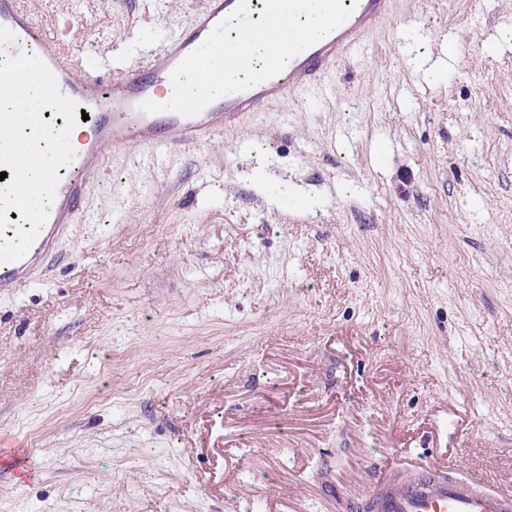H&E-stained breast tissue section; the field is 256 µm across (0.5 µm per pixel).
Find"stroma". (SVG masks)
Returning a JSON list of instances; mask_svg holds the SVG:
<instances>
[{
	"label": "stroma",
	"mask_w": 512,
	"mask_h": 512,
	"mask_svg": "<svg viewBox=\"0 0 512 512\" xmlns=\"http://www.w3.org/2000/svg\"><path fill=\"white\" fill-rule=\"evenodd\" d=\"M205 0H25L87 71ZM155 161L125 146L42 281L0 296V512H336L391 448L512 490V0ZM451 57L436 80L426 60ZM25 457L26 450L23 443L18 442L10 434H0V464H4L8 459L9 466L15 472L16 478L25 483H31L36 477L27 468Z\"/></svg>",
	"instance_id": "35a3bbf8"
}]
</instances>
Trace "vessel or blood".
I'll return each mask as SVG.
<instances>
[{
	"mask_svg": "<svg viewBox=\"0 0 512 512\" xmlns=\"http://www.w3.org/2000/svg\"><path fill=\"white\" fill-rule=\"evenodd\" d=\"M238 0H207L162 47L144 63L102 77L80 69V57L51 37L28 11L24 0H0V42L10 47L11 78L0 82V97H11L17 82L53 84L56 95L44 112L64 110L88 114L93 136L76 153L50 156L42 151L44 113H0V131L10 134V153L25 152L42 161L45 177L27 184L13 169L9 155L0 159L6 177L0 187L12 198L0 212L11 238L0 241V290L40 280L85 215L89 190L105 164L104 149L125 145L148 150L162 160L177 150L196 147L235 130L274 104L323 94L336 65L364 53L373 37L396 16V0H342L351 14L327 36L293 57L275 77L244 91L218 98L199 114L186 117L163 111L149 114L140 108L147 99L162 101L173 69L231 13ZM52 198L49 209L34 211L27 201ZM26 450L14 436L0 434V464L9 463L17 479L30 483L34 473L25 463ZM341 512H512V492L492 488L480 471L460 477L456 463L447 459L406 467L400 452L377 459L362 498L341 503Z\"/></svg>",
	"mask_w": 512,
	"mask_h": 512,
	"instance_id": "obj_1",
	"label": "vessel or blood"
}]
</instances>
